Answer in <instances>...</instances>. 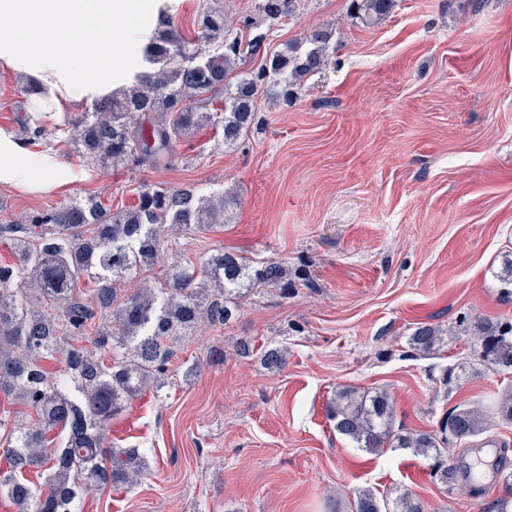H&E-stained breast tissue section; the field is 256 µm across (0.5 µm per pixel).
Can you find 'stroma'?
Listing matches in <instances>:
<instances>
[{
	"instance_id": "35a3bbf8",
	"label": "stroma",
	"mask_w": 512,
	"mask_h": 512,
	"mask_svg": "<svg viewBox=\"0 0 512 512\" xmlns=\"http://www.w3.org/2000/svg\"><path fill=\"white\" fill-rule=\"evenodd\" d=\"M193 35L216 3L241 25L252 0H167ZM349 0H298L270 28L274 51L319 23L335 25L322 73L290 103L258 101L239 144L195 131L160 165L88 166L63 127L110 89L58 92L41 112V138L21 119L17 68L0 61V137L23 142L49 171L37 184L0 181V224H21L71 199L120 210L143 186L232 196L228 221L207 234L165 232L150 279L174 261L225 248L257 262L287 261L317 290H262L224 328L200 324L171 366L169 384L113 419L110 437L138 449L151 473L131 488L83 497L79 512H334L361 489L407 488L427 512H496L504 488L446 491L408 450L371 454L337 434L327 406L338 391L387 390L398 423L434 428L460 404L512 388V373L481 369L447 392L437 378L472 355L461 317L512 319L497 274L512 257V0H397L365 28ZM446 330L437 353L411 354L419 323ZM285 349L267 370L240 341ZM220 348L224 359L210 361ZM199 365L197 375L188 366Z\"/></svg>"
}]
</instances>
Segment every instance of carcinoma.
Instances as JSON below:
<instances>
[{"label": "carcinoma", "instance_id": "1", "mask_svg": "<svg viewBox=\"0 0 512 512\" xmlns=\"http://www.w3.org/2000/svg\"><path fill=\"white\" fill-rule=\"evenodd\" d=\"M295 2L257 0L254 12L271 27L292 15ZM395 6L396 0H350L349 9L370 28ZM160 14V29L143 53L153 68L98 97L68 124L74 152L89 164H156L178 140L209 124L223 127L224 145L235 146L254 122L258 95L286 101L297 93L328 65L335 33L334 24L323 23L270 53L266 34L245 37L255 29L250 18L244 30H233L223 9H208L189 38L167 9ZM245 54L260 58L258 67L233 74ZM229 203L222 192L204 197L191 188L151 186L130 209L75 200L26 224L0 225V243L14 258L0 264V396L26 409L25 422L9 428L0 499L17 512H76L81 493L136 484L146 461L133 449L112 447V419L148 389L168 384L178 347L200 322L223 326L261 286L285 295L293 289L287 262L257 267L224 250L175 265L158 281L121 288L156 264L164 228L205 234L224 223ZM83 280L92 288H79ZM460 327L474 342L472 365L512 369V320L465 317ZM442 341L441 329L430 323L406 337L408 347L424 355ZM55 357L63 368L51 372L43 361ZM261 361L279 370L285 351L267 347ZM328 414L336 432L362 450L394 448L423 457L432 478L451 491L459 475L448 449L471 446L497 420L512 424V393L485 408L459 405L433 430L395 427L389 394L379 389L342 391ZM33 470L45 473L40 487L27 478ZM350 512H425V505L406 490L391 507L367 489L357 493Z\"/></svg>", "mask_w": 512, "mask_h": 512}]
</instances>
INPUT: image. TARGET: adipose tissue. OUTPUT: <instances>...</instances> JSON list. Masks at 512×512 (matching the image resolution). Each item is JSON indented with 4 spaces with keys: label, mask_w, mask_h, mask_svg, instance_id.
<instances>
[{
    "label": "adipose tissue",
    "mask_w": 512,
    "mask_h": 512,
    "mask_svg": "<svg viewBox=\"0 0 512 512\" xmlns=\"http://www.w3.org/2000/svg\"><path fill=\"white\" fill-rule=\"evenodd\" d=\"M151 7V0H0V18L13 22L11 34L0 38V59L50 89L83 94L71 75L103 62L123 67L112 35Z\"/></svg>",
    "instance_id": "adipose-tissue-1"
}]
</instances>
